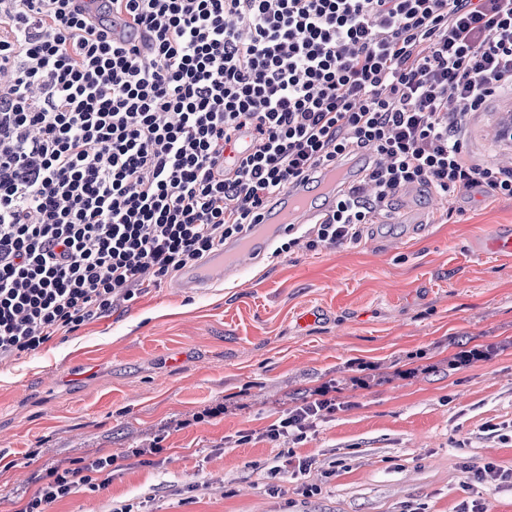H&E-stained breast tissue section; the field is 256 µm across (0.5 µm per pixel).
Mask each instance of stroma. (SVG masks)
<instances>
[{"mask_svg": "<svg viewBox=\"0 0 512 512\" xmlns=\"http://www.w3.org/2000/svg\"><path fill=\"white\" fill-rule=\"evenodd\" d=\"M511 107L471 118L476 159L512 166L495 137ZM391 207L411 223L268 251L196 294L167 280L0 363V512H18L46 468L101 453L119 457L108 484L49 512H457L478 498L512 512V485L471 474L512 469V441L489 430L512 425V255L485 253L512 233V199L413 186ZM465 350L476 358L459 362ZM324 385L339 407L293 447L310 474L268 477L278 449L263 429ZM219 403L223 417L192 422ZM158 435L159 462L125 457ZM475 481L481 484H500L512 481V470L501 469L493 463H486L473 473Z\"/></svg>", "mask_w": 512, "mask_h": 512, "instance_id": "stroma-1", "label": "stroma"}]
</instances>
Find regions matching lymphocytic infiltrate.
I'll use <instances>...</instances> for the list:
<instances>
[{
  "mask_svg": "<svg viewBox=\"0 0 512 512\" xmlns=\"http://www.w3.org/2000/svg\"><path fill=\"white\" fill-rule=\"evenodd\" d=\"M512 93V0H0V362L243 236L272 194L373 148L376 167L277 253L354 243L406 186L512 198L467 149ZM330 387L263 435L301 442ZM52 467L19 512L96 490Z\"/></svg>",
  "mask_w": 512,
  "mask_h": 512,
  "instance_id": "lymphocytic-infiltrate-1",
  "label": "lymphocytic infiltrate"
}]
</instances>
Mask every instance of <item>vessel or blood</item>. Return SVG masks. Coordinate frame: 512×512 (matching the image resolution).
Segmentation results:
<instances>
[{"mask_svg":"<svg viewBox=\"0 0 512 512\" xmlns=\"http://www.w3.org/2000/svg\"><path fill=\"white\" fill-rule=\"evenodd\" d=\"M376 160L374 150L367 148L357 158L317 167L307 178L293 182L272 199L246 237L227 240L203 265L182 272L178 287L189 291L206 288L250 269L279 236L287 233L289 225L312 223L329 211L340 191L358 183L366 167Z\"/></svg>","mask_w":512,"mask_h":512,"instance_id":"b4317fda","label":"vessel or blood"}]
</instances>
